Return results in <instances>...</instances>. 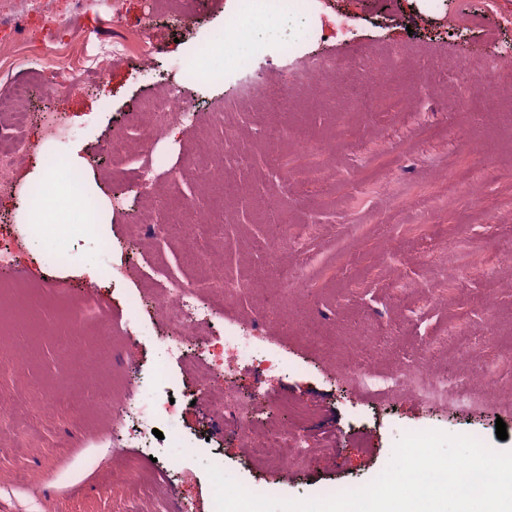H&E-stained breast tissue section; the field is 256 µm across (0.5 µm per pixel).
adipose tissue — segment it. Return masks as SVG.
<instances>
[{
    "instance_id": "obj_1",
    "label": "adipose tissue",
    "mask_w": 512,
    "mask_h": 512,
    "mask_svg": "<svg viewBox=\"0 0 512 512\" xmlns=\"http://www.w3.org/2000/svg\"><path fill=\"white\" fill-rule=\"evenodd\" d=\"M26 204L21 224L29 240L42 238L52 224L71 222L87 232L105 236L112 211L85 177L78 151L55 160L53 166L25 183Z\"/></svg>"
}]
</instances>
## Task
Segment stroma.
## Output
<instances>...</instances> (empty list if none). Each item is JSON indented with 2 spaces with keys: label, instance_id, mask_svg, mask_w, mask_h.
I'll return each instance as SVG.
<instances>
[{
  "label": "stroma",
  "instance_id": "stroma-1",
  "mask_svg": "<svg viewBox=\"0 0 512 512\" xmlns=\"http://www.w3.org/2000/svg\"><path fill=\"white\" fill-rule=\"evenodd\" d=\"M493 2L489 13L483 0H426L422 9L415 0H303L298 10L243 20L220 52L224 80L216 85L198 83L191 72L240 0H186L179 10L164 0H53L51 11L36 17L31 42L62 38L91 74L83 91L60 105L67 141L29 126L32 149L13 190H0V221L19 216L25 180L74 147L99 193L122 195L125 205L112 213L108 243L83 225L53 224L37 249L19 243L13 271L0 269V396L10 402L0 417V512H214L211 464L258 495L318 498L371 482L408 431L464 434L512 449V210L487 214L512 186L481 177L490 168H512V27L499 23L512 17V0ZM461 11L480 23L459 27L454 17ZM114 36L127 45L118 58L99 50L100 40ZM8 52L18 65L0 69V92L27 83L24 108L43 112V86L67 83L65 71L44 55L14 46ZM317 57L335 60L348 78L350 62L380 59L393 79L364 112L332 91V77L291 83ZM494 58L505 62L495 76L496 97L467 92L468 77ZM99 73L104 83H97ZM170 83L189 108L184 122L157 127L147 152L119 162L102 152L112 137L138 138L141 125L153 121L145 105ZM244 83L287 84L288 107L270 112L259 99H244L234 117L237 153L211 168L212 146L224 136L214 114ZM404 90L414 95L418 126L388 108ZM461 123L468 140L423 148V134ZM273 126L283 146L297 136L313 146L312 156L296 159L289 180L270 161ZM148 163L157 177L145 189L132 173ZM313 164L326 170L324 183L307 175ZM452 165L481 178L476 193L441 196ZM199 168L210 169L227 191L209 195L194 177ZM273 197L280 209H265L264 199ZM160 203L173 216L188 203L224 222L222 241L197 243L204 255L221 252L226 290L218 325L252 332L257 350L281 369L268 373L245 359L233 378L217 374L210 385L247 404L257 428L273 423L303 440L305 451L287 473L250 460L228 419L199 399L200 345H188L179 358L165 353L163 339L174 328L154 302L156 290L193 281L203 267L187 263L183 244L142 228ZM421 208L432 210L431 221H420ZM282 211L287 234L299 224L321 230L306 242L309 288L287 294L275 309L268 301L283 291L271 224ZM352 224L362 225L361 237H349L344 255H336L334 237ZM441 237L468 254L472 267L451 266L435 253ZM493 254L500 262L476 271ZM89 258L103 271L100 282L80 273ZM85 297L99 321L77 330L69 317ZM457 324L489 342L455 353L433 349ZM106 327L112 344L105 352L99 336ZM357 360L379 375L413 360L425 374L453 370L476 404H431L404 386L365 392L347 370ZM491 365L498 378L490 388ZM116 380L138 383L143 404L174 398L176 413L156 422L160 435L150 449L123 447L111 415L94 406L78 417L48 403L57 391L79 398L111 392ZM500 420L504 440L496 435Z\"/></svg>",
  "mask_w": 512,
  "mask_h": 512
}]
</instances>
